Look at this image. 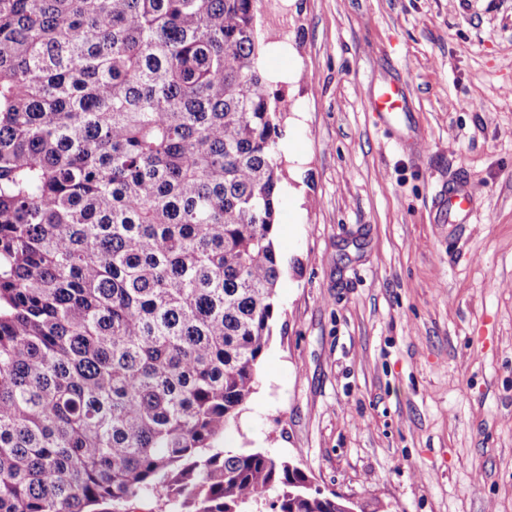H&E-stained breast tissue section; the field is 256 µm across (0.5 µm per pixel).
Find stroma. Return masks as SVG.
Segmentation results:
<instances>
[{"label":"stroma","mask_w":512,"mask_h":512,"mask_svg":"<svg viewBox=\"0 0 512 512\" xmlns=\"http://www.w3.org/2000/svg\"><path fill=\"white\" fill-rule=\"evenodd\" d=\"M283 270L229 448L356 512H512V0H282ZM285 35L267 43L272 27ZM397 82L401 118L368 95ZM475 191L439 222L445 183Z\"/></svg>","instance_id":"35a3bbf8"}]
</instances>
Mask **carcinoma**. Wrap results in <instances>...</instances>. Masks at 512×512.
Wrapping results in <instances>:
<instances>
[{"label":"carcinoma","instance_id":"carcinoma-1","mask_svg":"<svg viewBox=\"0 0 512 512\" xmlns=\"http://www.w3.org/2000/svg\"><path fill=\"white\" fill-rule=\"evenodd\" d=\"M263 0H0V512H343L224 448L281 266ZM119 512H173L171 505L155 497L132 498L117 507Z\"/></svg>","mask_w":512,"mask_h":512}]
</instances>
